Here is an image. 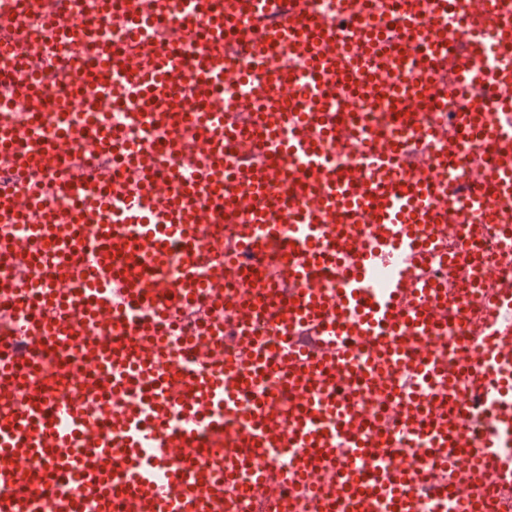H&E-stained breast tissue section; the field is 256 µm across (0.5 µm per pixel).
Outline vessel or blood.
<instances>
[{
    "mask_svg": "<svg viewBox=\"0 0 512 512\" xmlns=\"http://www.w3.org/2000/svg\"><path fill=\"white\" fill-rule=\"evenodd\" d=\"M40 14L56 33V43L35 37L24 59L13 60L4 42L18 24L16 13L0 7V60L15 93L8 109L32 114L33 130L19 135L0 126V155L16 156L14 174L22 188L0 187V218L24 224L25 232L0 239V306L28 308L23 353L0 336V512H86L85 504L103 495L94 478L112 476V494L121 512H206L208 496L236 488L248 494L268 486L260 462L289 456V481L312 489V512H415L403 486L406 465L386 467L393 435L424 436L427 454L453 448L467 484L484 488L499 481L502 437L512 431V404L504 396L512 380L488 377V364L512 362V317L498 315L500 301L512 299V279L497 264L486 263L479 277L492 296L482 304L494 317L475 326L459 316L460 333L472 336L483 357L459 354L470 368L471 385L493 404L490 424L477 443L466 438L456 392L408 398L412 411L392 406L399 425L368 435L371 419L357 405L337 398L357 382L378 395L389 393L396 369L408 368L420 383L445 371L441 353L448 344L446 290L422 274L438 240L456 237L463 213H470V238L484 225H512V124L485 125L492 145L487 166L477 170L465 200L443 186L436 172H393L402 138L447 141L454 158L467 152L465 135L484 103H512V22L496 38L492 69L478 67L485 44L471 39L436 45L435 33L460 18L503 13L502 0H400L403 33L398 40L373 43L368 31L379 27L377 14L359 19L337 35L329 17L317 14L312 0L281 13L282 0H156L160 16L177 14L187 33L172 50L147 35L149 21L139 0H119L133 50L120 54L100 47L97 63L84 64L86 42L66 0H38ZM279 15L276 25L267 19ZM244 33L243 49L257 70L274 79L258 86L260 108L249 129L229 120L225 87L241 83L242 67L224 60V30ZM301 57L308 76L284 67L282 53ZM415 66L412 78L399 76L401 63ZM73 72L74 87L56 112L39 110L38 65ZM477 94L470 113L455 127H429L420 121L423 106L448 102L443 67ZM199 84L196 101L183 97L181 81ZM350 86L345 110L354 112L364 93L387 94L389 130L373 133L363 163L334 169L328 147L344 151L347 137L324 110L329 84ZM141 91L142 112L168 128L166 140L151 145L123 137L101 124L75 123L99 96L116 95L119 86ZM294 126L293 137L277 133ZM196 130L191 149L183 131ZM236 155L234 180H226L224 142ZM122 146L123 167L100 171L96 193L77 203L67 173L74 156L96 161L112 143ZM213 161L197 167L196 156ZM179 162L171 170L169 157ZM49 171L59 188L41 204L30 179ZM502 201L490 204L489 185ZM127 192L130 221L106 220L110 197ZM238 226L249 266L211 263L215 238L209 224ZM48 258L36 262L35 241ZM180 246L178 266L170 247ZM400 247L396 274L387 294L367 299L359 284L372 278L389 246ZM84 264V283L75 282L68 263ZM277 264L287 296L267 291L262 272ZM340 283L329 294L322 280ZM121 286L112 300L110 282ZM238 284L225 302L226 284ZM209 291L216 311L207 335L191 338L179 357H170L165 338L175 312L189 305L198 289ZM232 311L234 337L215 343L210 331L224 327ZM262 319L271 334L258 337ZM93 321L99 332L79 350L81 389L68 388L69 363L56 376L37 379L29 363L52 338L74 324ZM369 353L366 366L354 354ZM248 406H241L243 397ZM183 421L168 423L174 413ZM232 426H225V417ZM227 447L223 477L200 464L203 449ZM150 448L154 466L140 463ZM441 512H488L481 502L449 486Z\"/></svg>",
    "mask_w": 512,
    "mask_h": 512,
    "instance_id": "obj_1",
    "label": "vessel or blood"
}]
</instances>
